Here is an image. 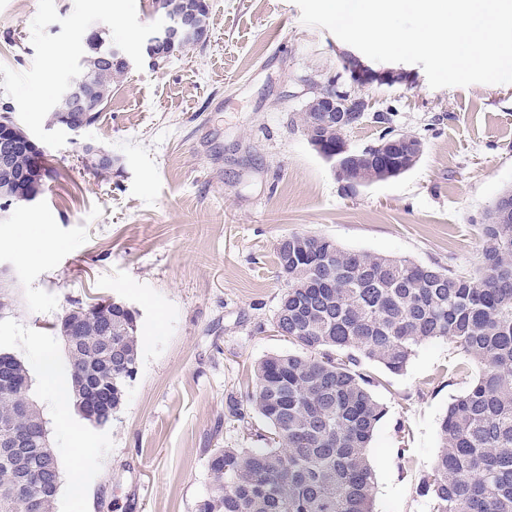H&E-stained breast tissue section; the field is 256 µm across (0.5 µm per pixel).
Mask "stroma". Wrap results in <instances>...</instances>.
I'll use <instances>...</instances> for the list:
<instances>
[{"label":"stroma","mask_w":512,"mask_h":512,"mask_svg":"<svg viewBox=\"0 0 512 512\" xmlns=\"http://www.w3.org/2000/svg\"><path fill=\"white\" fill-rule=\"evenodd\" d=\"M208 3L205 43L154 67L141 58L164 21L153 0H0V102L44 143L51 170L35 201L0 210V290L11 297L0 351L27 366L53 448L75 442L41 380L48 357L59 380L70 377L58 317L113 298L136 311L140 336L137 374L111 423L89 427L80 458L58 459L55 512H195L212 449L254 447L261 419L228 420L227 400L251 391L260 359L292 348L273 328L286 288L281 238L321 236L473 274L484 212L512 188V84L433 89L421 71L415 85L362 91L422 140L420 160L345 195L297 121L312 87L340 72L345 43L303 24L293 0ZM99 22L135 63L75 142L47 130L45 115ZM85 142L111 153L109 177L83 165ZM24 229L38 257L13 248ZM457 356L434 340L398 375L362 361L388 410L367 450L374 512H432L418 480L465 387L444 374Z\"/></svg>","instance_id":"stroma-1"}]
</instances>
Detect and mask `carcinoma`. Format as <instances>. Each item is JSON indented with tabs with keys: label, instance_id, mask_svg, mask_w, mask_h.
<instances>
[{
	"label": "carcinoma",
	"instance_id": "1",
	"mask_svg": "<svg viewBox=\"0 0 512 512\" xmlns=\"http://www.w3.org/2000/svg\"><path fill=\"white\" fill-rule=\"evenodd\" d=\"M107 39L88 42L75 82L96 104L123 70L106 59ZM28 156L20 149L11 171L0 169V191L26 180ZM482 263L476 275L403 257L345 249L326 237L288 236L276 254L287 289L273 325L297 351L276 353L254 367L255 390L246 403L229 400L228 416L257 415L262 448H214L210 487L195 512H373L374 474L366 456L387 410L359 370L360 359L402 373L421 344L446 339L462 357L448 378L469 367L476 374L448 404L440 422L441 450L419 479L433 512H512V191L487 208L480 225ZM81 340L70 364L121 407L137 373L136 313L116 300L81 320L80 307L64 312L56 328L74 322ZM112 325V332L104 329ZM122 359L102 367L103 345ZM24 363L0 362V440L28 425L40 427L28 395ZM75 410L96 425L111 415L88 407L84 385L72 384ZM42 512H54L61 472L51 444L39 438L22 452L0 447V512H27L21 485L32 475Z\"/></svg>",
	"mask_w": 512,
	"mask_h": 512
}]
</instances>
